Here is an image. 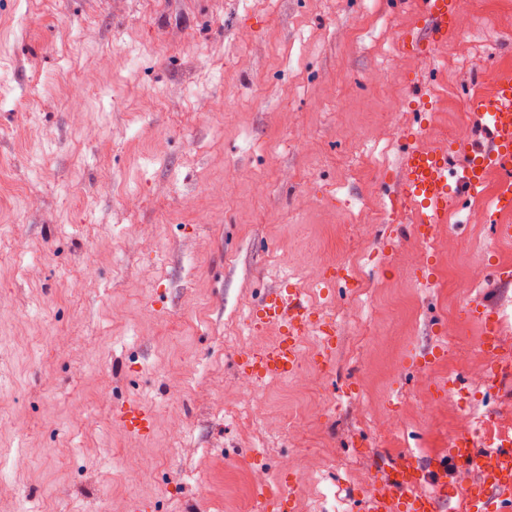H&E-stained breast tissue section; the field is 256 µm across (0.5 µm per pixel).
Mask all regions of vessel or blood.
I'll use <instances>...</instances> for the list:
<instances>
[{
    "instance_id": "b4317fda",
    "label": "vessel or blood",
    "mask_w": 512,
    "mask_h": 512,
    "mask_svg": "<svg viewBox=\"0 0 512 512\" xmlns=\"http://www.w3.org/2000/svg\"><path fill=\"white\" fill-rule=\"evenodd\" d=\"M461 13L462 0H418V21L401 30L399 51L426 53L446 42L457 31ZM470 109L479 115L490 141L483 145L470 137L460 138L453 148L459 158L457 170H449L437 152L420 147L407 154L402 164L400 190L391 209H412V231L419 240L429 241L440 224L447 222L457 193L475 196L483 192L493 170L501 180L491 205L500 213L512 211V77H503L491 96H474ZM250 324L256 328L276 324L282 331L259 360L238 361L239 375L255 383L294 372L304 338L321 330L304 291L292 286L268 292ZM113 423L125 434L145 436L152 430L153 415L140 403L128 401L114 408ZM472 469L482 478L462 494L466 512H502L503 504L512 502V446L490 433L477 442L456 440L448 448L447 460H435L425 467L411 460L386 459L378 469L374 491L363 500L364 512H439L438 498L418 493V486L431 481L444 487L450 473ZM290 504V496L282 491L263 492L258 497L259 512H288Z\"/></svg>"
}]
</instances>
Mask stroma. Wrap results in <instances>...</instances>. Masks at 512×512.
I'll list each match as a JSON object with an SVG mask.
<instances>
[{"label": "stroma", "mask_w": 512, "mask_h": 512, "mask_svg": "<svg viewBox=\"0 0 512 512\" xmlns=\"http://www.w3.org/2000/svg\"><path fill=\"white\" fill-rule=\"evenodd\" d=\"M464 14L398 66L416 0H0V512H258L290 483L293 512H359L378 453L445 456L461 414L512 435V383L449 368L442 326L476 347L494 307L512 338L498 174L429 243L387 219L407 151L489 139L465 104L512 75V0ZM290 283L327 370L310 336L244 387L281 336L249 309ZM126 400L150 437L115 429Z\"/></svg>", "instance_id": "35a3bbf8"}]
</instances>
